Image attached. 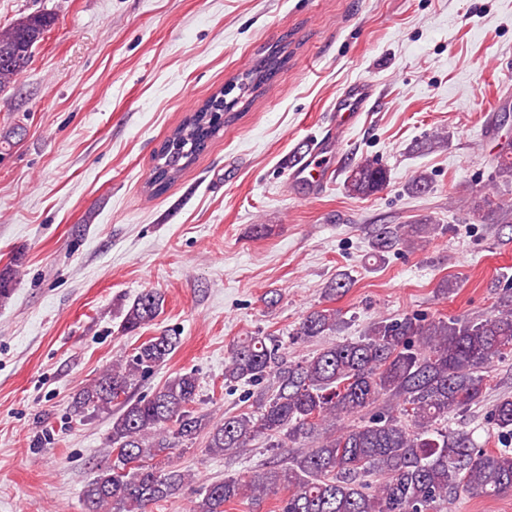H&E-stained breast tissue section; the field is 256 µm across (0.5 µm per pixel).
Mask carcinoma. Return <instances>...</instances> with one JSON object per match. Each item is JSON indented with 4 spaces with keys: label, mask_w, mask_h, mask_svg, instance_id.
<instances>
[{
    "label": "carcinoma",
    "mask_w": 512,
    "mask_h": 512,
    "mask_svg": "<svg viewBox=\"0 0 512 512\" xmlns=\"http://www.w3.org/2000/svg\"><path fill=\"white\" fill-rule=\"evenodd\" d=\"M55 24L35 12L0 27V91L13 85ZM272 50L251 69V87L269 81L282 64ZM224 99L209 97L185 118L160 148L148 187L163 191L224 129L215 113ZM494 179L512 182V146L494 157ZM385 168L359 162L347 176L349 192L369 197L387 184ZM481 223L512 221V202L485 196L473 208ZM440 225L382 224L371 235L381 258L430 240ZM351 280L340 273L325 289L332 300ZM496 313L489 317L382 318L358 338L331 342L290 363L280 340L261 333L232 344L224 385L261 386L254 410L219 422L194 410L199 394L192 372L167 379L153 394L131 400V390L164 364L179 337L151 336L133 354L112 364L79 393L74 411H112V459L97 468L82 493L85 512H153L162 501L187 493L191 512H224L248 498L259 505L287 492L279 512H443L461 495H512V396L499 398L489 422L500 447L477 448L470 433L448 427V417L479 402L491 364L512 353V277ZM162 296L147 290L128 308L123 330L134 332L161 313ZM341 310L319 308L294 329L291 341L307 343L337 332ZM209 452L227 456L260 441L274 451L273 466L248 480L228 476L196 487L191 474L156 459L172 458L200 435Z\"/></svg>",
    "instance_id": "obj_1"
}]
</instances>
